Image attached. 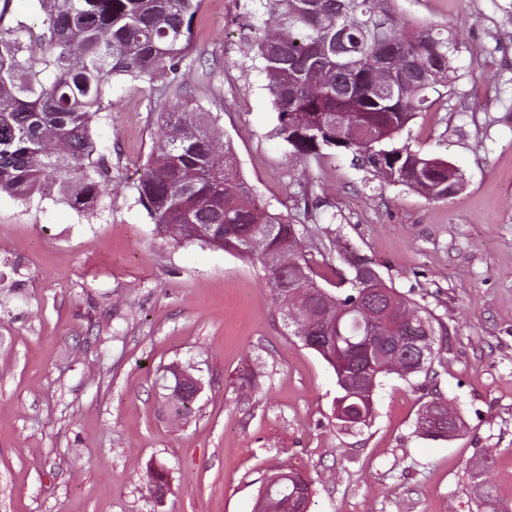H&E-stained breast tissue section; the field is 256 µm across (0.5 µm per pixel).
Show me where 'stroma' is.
<instances>
[{
  "label": "stroma",
  "instance_id": "stroma-1",
  "mask_svg": "<svg viewBox=\"0 0 512 512\" xmlns=\"http://www.w3.org/2000/svg\"><path fill=\"white\" fill-rule=\"evenodd\" d=\"M245 2L204 0L183 80L220 113L258 199L312 216L315 260L351 279L332 245L342 235L444 317V364L383 378L371 425L338 429L332 368L292 336L251 262L157 235L133 182L165 101L116 82L95 126L112 165L96 216L0 197V512H253L289 467L314 483L307 512H462L474 471L512 508V0H400L460 47L446 110L410 126L413 148L464 173L438 202L372 180L347 154L290 158L238 37ZM174 364L203 383L185 421L163 378ZM435 396L460 410L464 436H418ZM156 466L169 479L160 500L148 491Z\"/></svg>",
  "mask_w": 512,
  "mask_h": 512
}]
</instances>
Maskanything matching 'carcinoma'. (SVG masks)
I'll list each match as a JSON object with an SVG mask.
<instances>
[{
	"instance_id": "carcinoma-1",
	"label": "carcinoma",
	"mask_w": 512,
	"mask_h": 512,
	"mask_svg": "<svg viewBox=\"0 0 512 512\" xmlns=\"http://www.w3.org/2000/svg\"><path fill=\"white\" fill-rule=\"evenodd\" d=\"M43 32L5 25L11 0H0V195L61 202L94 216L110 193L112 169L97 151L94 125L110 111L112 82H161L173 100L134 189L156 232L182 246L200 244L260 265L292 335L334 370L336 427L371 423L380 378L403 380L432 371L447 350L448 323L427 304L399 292L347 243L336 251L353 271V291L335 294L325 265L308 250L303 230L269 209L246 181L220 114L178 81L203 0H34ZM261 15L239 24V38L265 75L277 113L276 133L291 157L306 162L327 151L381 183L399 184L432 201L446 200L463 180L448 160L399 142L424 112H438L459 79V52L448 27L407 18L399 0H254ZM414 347L386 349L384 337ZM171 403L188 418L195 398ZM462 420L435 397L416 431L446 440ZM476 512H501L493 487L470 474ZM312 482L289 470L259 492L255 512H306Z\"/></svg>"
}]
</instances>
